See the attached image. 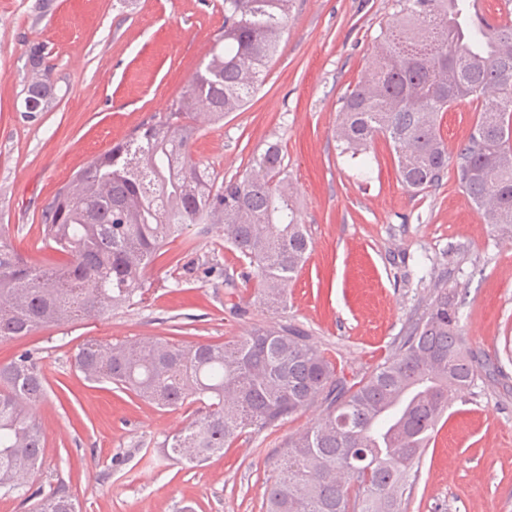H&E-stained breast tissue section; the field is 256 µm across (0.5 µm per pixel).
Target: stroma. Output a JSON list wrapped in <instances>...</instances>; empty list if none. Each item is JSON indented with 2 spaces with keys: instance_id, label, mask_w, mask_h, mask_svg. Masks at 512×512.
Wrapping results in <instances>:
<instances>
[{
  "instance_id": "1",
  "label": "stroma",
  "mask_w": 512,
  "mask_h": 512,
  "mask_svg": "<svg viewBox=\"0 0 512 512\" xmlns=\"http://www.w3.org/2000/svg\"><path fill=\"white\" fill-rule=\"evenodd\" d=\"M393 0H295L278 55L245 107L204 123L190 144L218 180L242 175L270 143L284 155L313 249L286 308L257 298L221 225L190 226L147 270L144 298L102 318L0 342V364L37 350L47 397L34 413L45 440L33 488L65 485L80 512H262L283 443L323 413L317 404L243 435L198 467L149 461L148 449L185 426L191 408L160 409L73 365L89 339L160 337L180 346L224 342L259 325L306 330L348 382L397 354L408 320L436 287L461 292L477 378L439 422L405 512H512V236L485 224L448 172L435 189L404 186L397 158L376 138L365 159L333 137L342 97L365 82L393 21ZM224 30V0H0V229L16 252L58 265L37 225L57 189L95 155L160 116L192 80ZM57 86L47 111H25L34 46ZM210 267L175 280L184 257ZM237 286L226 295L225 276Z\"/></svg>"
}]
</instances>
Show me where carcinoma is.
Returning <instances> with one entry per match:
<instances>
[{
  "label": "carcinoma",
  "mask_w": 512,
  "mask_h": 512,
  "mask_svg": "<svg viewBox=\"0 0 512 512\" xmlns=\"http://www.w3.org/2000/svg\"><path fill=\"white\" fill-rule=\"evenodd\" d=\"M370 78L342 99L335 132L355 159L378 136L398 159L401 182L439 185L455 160L458 182L484 223L512 235V19L476 23L465 0H396ZM292 0H224V33L163 119L146 122L94 157L44 207L40 242L66 257L44 266L0 234V340L134 304L145 271L192 224L224 225V241L248 260L260 301L286 305L288 285L312 248L288 187L280 147L270 143L250 170L217 182L193 161L197 118L221 122L245 106L278 52ZM50 73L24 102L44 112ZM476 103L475 125L456 154L441 135L443 113ZM398 353L356 383L294 324L255 327L221 343L179 346L160 338L89 340L74 356L84 379L107 382L161 409L195 407L158 455L202 464L247 429L276 426L317 402L325 414L283 445L263 512H403L435 429L474 383L459 308L442 287L399 337ZM47 381L31 349L0 365V490L33 500V512H79L58 487L33 491L21 474L43 462L32 407Z\"/></svg>",
  "instance_id": "obj_1"
}]
</instances>
